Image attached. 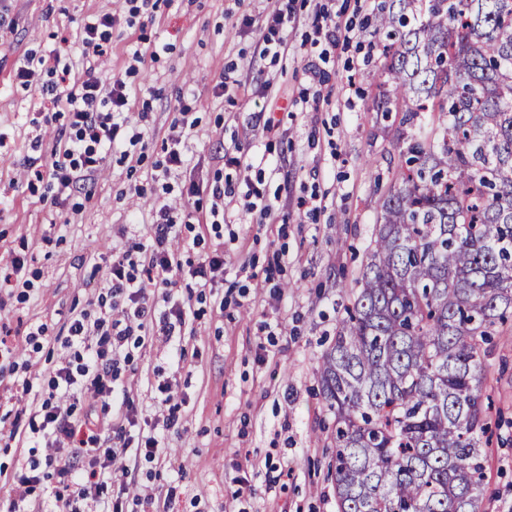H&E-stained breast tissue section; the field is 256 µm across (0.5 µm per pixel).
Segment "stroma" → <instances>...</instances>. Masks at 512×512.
<instances>
[{
	"instance_id": "35a3bbf8",
	"label": "stroma",
	"mask_w": 512,
	"mask_h": 512,
	"mask_svg": "<svg viewBox=\"0 0 512 512\" xmlns=\"http://www.w3.org/2000/svg\"><path fill=\"white\" fill-rule=\"evenodd\" d=\"M387 2L347 0L353 37L326 56L311 43L315 0H297L279 32L288 49L275 57L257 35L273 0H155L151 9L142 0H8L0 25V269L16 255L27 269L25 285L0 287V334L14 344L17 363L0 382V430L10 429L18 406L38 403L65 352L66 322L83 310L99 316L95 300L113 257L148 240L152 209L166 202L177 209L178 236L201 240L190 260L223 245L224 278L199 288L183 271L180 297L198 314L193 333L168 343L147 327L134 370L120 376L141 432L160 410L149 392L156 380L172 383L179 405L178 427L164 439L168 462L126 461L128 512L147 494L156 512H338L331 415L317 370L412 131L403 113L382 110L390 60L373 20ZM106 13L114 24L100 71L127 76L129 120L149 146L108 153L103 170L57 205L46 187L31 189L28 164L34 142L50 150L56 127L39 110L38 88L19 85L15 71L30 59L46 71L80 68L79 33ZM137 51L145 61L127 75ZM312 67L322 82L310 80ZM226 72L239 84L230 96L216 88ZM276 92L294 105L269 132L265 109ZM185 105L197 120L185 165L156 177L162 140ZM239 151L246 168L225 166V156ZM246 178L277 202L287 223L244 213L236 199L225 201L218 223L202 229L191 221L196 207L211 208L216 182ZM193 185L195 203L183 197ZM313 194L323 200L314 216L298 207ZM41 324L49 339L35 349L24 337ZM176 346L181 356H173ZM491 364L480 512H512V334L499 337Z\"/></svg>"
}]
</instances>
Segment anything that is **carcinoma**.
Segmentation results:
<instances>
[{
	"label": "carcinoma",
	"mask_w": 512,
	"mask_h": 512,
	"mask_svg": "<svg viewBox=\"0 0 512 512\" xmlns=\"http://www.w3.org/2000/svg\"><path fill=\"white\" fill-rule=\"evenodd\" d=\"M406 166L317 370L339 512H479L494 337L512 318V0L375 19Z\"/></svg>",
	"instance_id": "obj_1"
}]
</instances>
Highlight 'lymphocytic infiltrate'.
Returning <instances> with one entry per match:
<instances>
[{
	"mask_svg": "<svg viewBox=\"0 0 512 512\" xmlns=\"http://www.w3.org/2000/svg\"><path fill=\"white\" fill-rule=\"evenodd\" d=\"M112 23V16L105 14L81 30L88 62L81 73L65 67L42 85L40 104L46 118L61 124L45 163L58 201L69 197L81 173L96 172L108 151L129 134L132 86L122 79L103 83L98 74L99 61L109 50ZM174 227L169 207L156 211L149 242L130 244L142 254L141 265L124 256L113 259L109 286L98 296L101 317L93 319L83 311L70 318L64 341L68 357L44 381L40 402L27 421L13 422L8 432L21 453L9 485L7 512H17L18 503L27 499L35 512H86L91 502L125 512L122 498L108 495L126 470L124 457L132 452L149 462L165 460L161 435L178 423L170 385L160 388L164 411L153 423L155 435L136 442L129 431L135 423L134 402L119 377L134 363L126 345L148 321L158 320L168 338L185 335L193 324V312L178 297L181 253L168 246ZM156 290L166 305L161 312L150 302ZM84 401L93 410L77 415ZM116 408L123 410L124 422L113 421ZM41 446L44 457H34V449ZM51 479L56 482L51 500L37 497V490Z\"/></svg>",
	"mask_w": 512,
	"mask_h": 512,
	"instance_id": "lymphocytic-infiltrate-1",
	"label": "lymphocytic infiltrate"
}]
</instances>
